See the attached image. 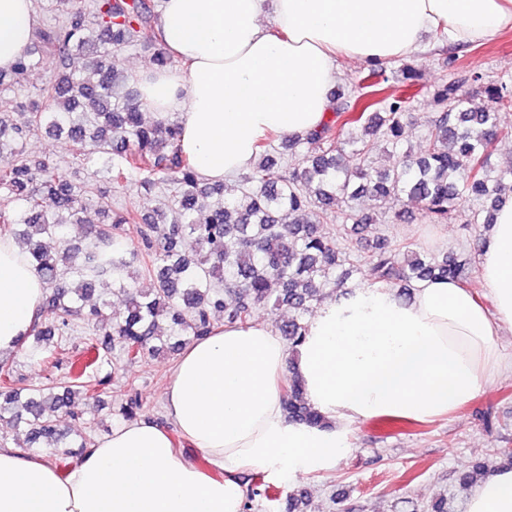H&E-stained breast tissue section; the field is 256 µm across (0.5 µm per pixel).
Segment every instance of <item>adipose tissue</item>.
<instances>
[{
    "label": "adipose tissue",
    "mask_w": 512,
    "mask_h": 512,
    "mask_svg": "<svg viewBox=\"0 0 512 512\" xmlns=\"http://www.w3.org/2000/svg\"><path fill=\"white\" fill-rule=\"evenodd\" d=\"M511 26L512 0H164L157 27L179 66L143 70L137 89L150 112L179 113L181 147L200 174L229 182L256 164L266 136H300L328 118L339 57L384 61L439 28L468 44ZM37 28L34 0H0V70ZM480 273L492 307L451 280L417 283L407 302L390 287H359L324 301L294 352L269 322L219 323L183 347L164 396L175 429L223 478L140 419L91 445L64 479L42 457L0 448V512H243L244 469L328 470L355 421L453 413L506 365L496 336L512 327V203L485 235ZM45 292L1 232L0 356L23 345ZM291 365L327 427L285 413L279 381ZM466 512H512V466L479 484Z\"/></svg>",
    "instance_id": "1"
}]
</instances>
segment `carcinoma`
<instances>
[{
  "label": "carcinoma",
  "instance_id": "cac0c4a2",
  "mask_svg": "<svg viewBox=\"0 0 512 512\" xmlns=\"http://www.w3.org/2000/svg\"><path fill=\"white\" fill-rule=\"evenodd\" d=\"M153 0H55L58 24L38 32L41 56L52 74L38 99L0 110V198L23 207H0V223L16 227L13 236L47 286L41 315L34 323L32 346L46 353L55 368L64 355L65 336L77 320H91L97 332L89 339L95 351L119 349L130 364L147 354L181 345L211 333V315L246 325L259 306H286L292 316L278 330L291 350L305 331L304 317L322 301L326 289L344 287L349 264L366 266L370 284L403 289L425 279H449L476 293L480 282L471 267L455 258L422 256L406 243L376 236L370 250L354 259L338 240L372 222L354 207L340 212L344 196L375 201L407 199L420 204L432 224L448 221L463 197L483 200L473 223L489 225L512 195V172L493 174L495 143L509 132L500 128L499 111L512 109V88L495 82L478 105L467 87L481 76L464 71L442 81L432 99L438 115L419 156L402 150V134L414 100L418 68L404 65L391 73L383 62L369 64L365 76L347 90L332 93L328 119L294 139L260 143V160L242 177L238 195L224 184L208 183L183 154L179 127L158 117L147 123L146 105L128 87L130 77L119 65L129 45L152 48L159 69L171 64L162 49ZM91 59L85 75L71 71L73 55ZM35 67L29 57L11 72L0 71V92L18 83ZM360 125L364 135L350 129ZM39 130L64 136L82 159L97 156L96 175L110 187L135 184L149 193L159 184L173 188L179 218L167 220L158 209L112 208L100 192L102 222L90 231L89 243L68 241L69 227L84 224L89 198L77 175L65 176L48 160H30L23 140ZM385 142L401 155L399 165L374 167L369 139ZM316 144L319 151L300 158L289 172L277 159L279 150ZM133 224L144 244L129 247L124 226ZM336 225V236L320 225ZM138 263L143 278L130 273ZM112 278L126 296L125 310L105 320L109 303L96 296L97 285ZM84 370L70 362L67 379L51 387L21 385L13 366L0 360V445L21 427L29 449L56 450V471L66 477L73 459L91 444L85 435L60 429L59 413L78 396L95 395L105 385L82 381ZM282 402L288 418L310 425L324 423L306 400L298 375L288 373Z\"/></svg>",
  "mask_w": 512,
  "mask_h": 512
}]
</instances>
